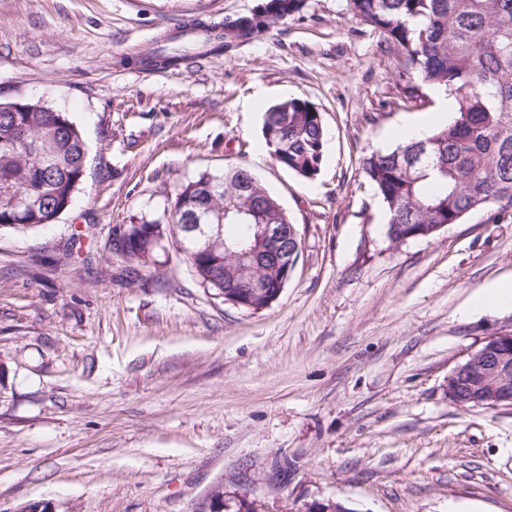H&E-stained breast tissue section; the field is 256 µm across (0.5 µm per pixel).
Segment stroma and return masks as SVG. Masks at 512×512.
I'll use <instances>...</instances> for the list:
<instances>
[{
	"label": "stroma",
	"mask_w": 512,
	"mask_h": 512,
	"mask_svg": "<svg viewBox=\"0 0 512 512\" xmlns=\"http://www.w3.org/2000/svg\"><path fill=\"white\" fill-rule=\"evenodd\" d=\"M258 2L0 0V102L66 112L87 149L69 210L0 230V512H512V408L448 397L449 372L512 329L511 308L474 305L512 281V218L397 244L363 170L404 127L446 125L433 90L407 100L395 52L347 0H306L175 69L131 63ZM288 97L329 134L312 181L263 143ZM232 164L301 237L257 313L211 296L172 245L136 277L109 249L114 225L162 216L180 183Z\"/></svg>",
	"instance_id": "1"
}]
</instances>
